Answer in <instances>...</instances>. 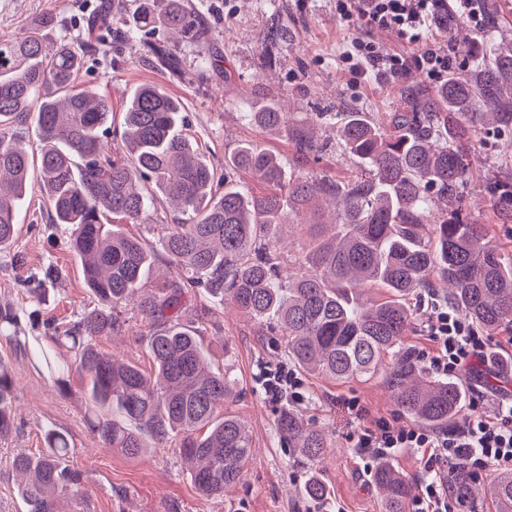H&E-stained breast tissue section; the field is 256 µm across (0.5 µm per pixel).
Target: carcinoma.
<instances>
[{
	"label": "carcinoma",
	"instance_id": "1",
	"mask_svg": "<svg viewBox=\"0 0 512 512\" xmlns=\"http://www.w3.org/2000/svg\"><path fill=\"white\" fill-rule=\"evenodd\" d=\"M129 23L144 33L162 28L173 39L200 31L182 0H140ZM93 50L90 42L49 45L35 30L0 39V249L16 238L17 202L37 182L52 223L70 227V249L95 306L56 325L53 347L34 352V365L62 392L71 369L87 376L91 432L132 458L175 447L206 498L242 481L253 440L245 421L224 410L236 396L230 368L211 370L200 332L180 319L191 288L252 320L274 322L286 356L308 373L346 382L388 369L397 377L394 401L412 420L444 428L459 419V384L429 377L403 340L416 320L413 300L437 284L479 330L512 325V254L468 210L458 206L439 219L431 211L436 198L459 199L471 174L467 147L481 129L512 125V41L486 36L472 47L474 70L450 71L437 85L401 81L396 104L380 119L359 109L330 113L336 146L360 167L346 184L287 175L278 155L252 141L238 144L224 165L259 184L255 194L227 183L224 192L214 190L216 171L183 134L180 102L159 85L133 92L122 145L108 147L107 100L76 85L83 56ZM150 52L179 72L172 49ZM31 118L42 145L35 172L17 132ZM247 118L271 134L298 122L274 94ZM324 195L337 199L331 232L309 225L308 248L282 275L286 230L302 225ZM158 197L182 215L159 239V251L123 228L147 222ZM489 210L496 221H512V189H500ZM106 213L114 223H103ZM369 288L383 289L384 297H366ZM133 315L148 326L149 373L98 350ZM0 337L26 347L9 305L0 306ZM11 402L12 379L0 363V438L14 429ZM275 430L304 462L313 465L324 453V429L293 409L278 413ZM45 444L38 455L12 460L26 512H83L84 477L69 462L67 435L51 431ZM371 480L383 512H404L412 492L406 475L383 460ZM481 493L493 496L500 512H512V473L495 471L489 484L467 488L470 497ZM302 494L324 499L329 488L312 471Z\"/></svg>",
	"mask_w": 512,
	"mask_h": 512
}]
</instances>
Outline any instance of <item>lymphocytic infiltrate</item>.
<instances>
[{
	"mask_svg": "<svg viewBox=\"0 0 512 512\" xmlns=\"http://www.w3.org/2000/svg\"><path fill=\"white\" fill-rule=\"evenodd\" d=\"M482 0H336V13L360 29L344 46L338 60L350 74L366 77L378 72L392 78L409 66L434 77L448 71L447 57L428 48L427 42L441 16L464 18L483 28ZM393 31L408 43L423 45L414 58L387 53L370 34ZM428 350L418 352L423 368L438 379L471 374L483 379L488 372V339L453 305L429 292L419 303ZM265 394L289 405L303 404L305 393L295 370L280 366L264 370L260 378ZM483 396L473 397L470 413L452 430L403 429L386 417H371L369 409L353 398L348 407L356 419L350 437L354 457L363 465L392 457L406 449L427 453L425 474L412 512H461L466 501L463 487L489 470L512 471V396L502 397L492 413L482 412Z\"/></svg>",
	"mask_w": 512,
	"mask_h": 512,
	"instance_id": "lymphocytic-infiltrate-1",
	"label": "lymphocytic infiltrate"
}]
</instances>
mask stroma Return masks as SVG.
<instances>
[{
  "instance_id": "35a3bbf8",
  "label": "stroma",
  "mask_w": 512,
  "mask_h": 512,
  "mask_svg": "<svg viewBox=\"0 0 512 512\" xmlns=\"http://www.w3.org/2000/svg\"><path fill=\"white\" fill-rule=\"evenodd\" d=\"M105 0H0V38L28 31L43 16L52 17L54 39L88 37V20L99 17L101 45L85 55L78 82L105 98L114 119L132 92L143 84L163 86L182 104L185 132L195 140L206 161L224 166V156L238 142L250 140L279 155L290 170L325 175L344 183L358 172L354 159L336 149V132L323 121L303 130L320 146L315 156L299 159L287 135L271 136L245 117L262 100L265 89L283 95L292 112H340L360 106L382 116L396 101L395 86L381 77L355 83L336 59L356 32L336 13L335 0H185L187 9L208 30L205 43L184 41L177 49L179 73L156 64L148 44L166 45L167 33H138L120 37L124 20L137 0H123L107 13ZM469 160L473 176L460 193L473 216L486 218L487 205L500 184L512 178V126L488 130L472 143ZM20 231L11 247L0 250V301L19 316L20 333L28 337L22 350L0 337V359L14 380L12 412L16 428L0 440V512H24L17 494L11 460L19 453H39L44 435L65 432L74 449L71 464L86 476L85 512H324L333 503L341 512H382L370 476L362 474L349 447L354 421L345 403L358 398L371 416L395 417L397 425L413 422L394 401L397 380L379 373L366 381L332 382L303 375L308 399L302 417L325 430L327 450L317 467L297 460L275 433L279 403L264 393L259 377L264 368L285 364L279 329L241 314L219 311L218 328L207 329L205 344L213 365L231 362L238 395L227 411L243 418L255 452L244 478L224 497L205 498L196 490L174 449L158 448L137 458L106 448L84 420L83 380L72 372L71 391L61 394L47 371L33 367L31 349L50 347L53 327L72 322L93 303L82 267L68 248L64 225L49 223L39 191L26 196L18 213ZM147 329L131 320L128 331L100 343L102 351L148 366ZM318 470L330 488L327 502L299 492L310 470Z\"/></svg>"
}]
</instances>
